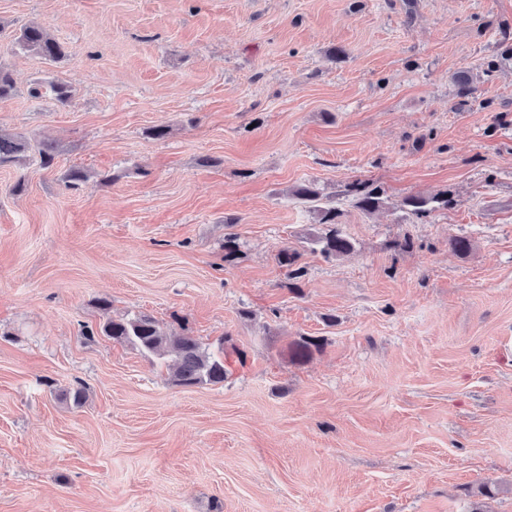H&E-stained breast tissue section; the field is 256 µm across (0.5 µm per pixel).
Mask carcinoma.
Segmentation results:
<instances>
[{
  "label": "carcinoma",
  "mask_w": 512,
  "mask_h": 512,
  "mask_svg": "<svg viewBox=\"0 0 512 512\" xmlns=\"http://www.w3.org/2000/svg\"><path fill=\"white\" fill-rule=\"evenodd\" d=\"M16 43L21 49L32 51L50 61H58L68 55L67 47L52 37L43 25L21 28ZM31 153L38 157L42 167L53 166L56 157L53 145L44 142L33 145L21 137L0 134V166L21 163ZM346 193L355 206L365 213H374L385 204V191L369 180L357 179L349 183ZM294 195L310 204L316 223L325 225V231L316 239L324 259H334L353 249L350 239L338 228L340 210L322 201L314 184L297 187ZM451 205L453 198L448 194L433 198L410 196L402 201L403 208L418 219ZM278 260L281 265L288 267V279L297 282L304 276L303 268L294 267L295 254L284 249ZM101 332L115 343L132 345L145 355L165 361L167 368L172 371L173 383L178 386L224 383L228 372L224 352L214 353L192 336H164L155 320L148 316L112 319L103 324Z\"/></svg>",
  "instance_id": "obj_1"
}]
</instances>
